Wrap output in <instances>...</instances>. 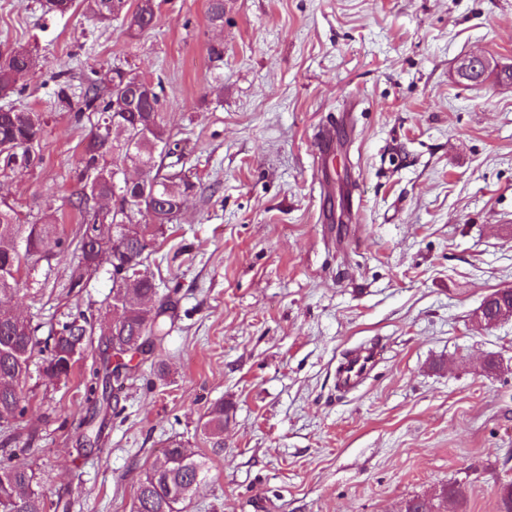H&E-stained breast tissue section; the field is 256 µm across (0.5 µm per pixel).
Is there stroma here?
Listing matches in <instances>:
<instances>
[{
	"label": "stroma",
	"mask_w": 512,
	"mask_h": 512,
	"mask_svg": "<svg viewBox=\"0 0 512 512\" xmlns=\"http://www.w3.org/2000/svg\"><path fill=\"white\" fill-rule=\"evenodd\" d=\"M152 29L92 20L81 0L47 18L0 0V54L37 49L15 105L45 112L43 162L0 172L22 221L70 204L90 122L54 95L114 65L162 78L161 112L198 189L144 266L170 295L163 347L135 355L97 451H79L78 380H28L0 457L32 463L69 512H131L168 437L208 453L187 512H400L443 486L447 512H499L512 482V319L474 312L512 287V0H157ZM224 48L214 59L210 48ZM490 62L459 78L468 56ZM76 249L40 261L12 301L43 325L74 309L111 323L112 276L68 290ZM384 353L358 388L337 369ZM494 369H486L487 361ZM164 379H157L158 368ZM229 405L212 454L200 418ZM36 427L26 445L14 435Z\"/></svg>",
	"instance_id": "35a3bbf8"
}]
</instances>
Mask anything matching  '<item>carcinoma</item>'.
<instances>
[{
  "label": "carcinoma",
  "instance_id": "1",
  "mask_svg": "<svg viewBox=\"0 0 512 512\" xmlns=\"http://www.w3.org/2000/svg\"><path fill=\"white\" fill-rule=\"evenodd\" d=\"M87 13L101 24L122 19L127 29L142 33L152 28L156 0H84ZM45 14H64L72 0H40ZM207 20L224 26V0H208ZM40 66L37 51L18 47L0 63V98L17 92V80ZM69 81L57 83V94L70 102L75 121L86 113L99 115L79 159L78 180L84 189L73 207L82 218L77 241L79 261L72 268L69 287L84 286L89 269L104 264L112 268V304L121 308L120 320L100 338L102 361L82 373L84 401L95 411L111 408L112 354L132 355L144 345L155 346L168 335L170 306H152L158 294L153 274L143 269V256L162 233L163 226L181 219L184 198L196 188L180 142L167 131L160 112L162 82L155 84L122 66L112 68L110 84L101 86L88 76L76 101L70 100ZM47 117L31 108L5 106L0 111V168L13 172L38 166L42 160L41 137ZM141 172L139 183L128 186L117 180L120 169L112 158ZM117 199L108 211L103 202ZM95 239L101 253L86 249ZM71 245L63 225L47 219L22 223L13 204L0 199V422H9L26 411L24 389L31 376L35 354H43L42 374L47 384L66 381L73 374L93 326L79 313L68 316L59 329L39 338L40 326L3 307L19 291L23 274L41 260L50 261ZM484 311L488 321L512 308V289ZM224 403L210 405L200 429L212 450L224 448ZM205 478V463L177 438L167 439L164 450L146 467L137 482L133 512H185L187 502ZM461 497L454 487L442 489L438 499L413 497L404 512H443L441 502ZM67 506L53 503L39 489L31 465L0 463V512H55Z\"/></svg>",
  "mask_w": 512,
  "mask_h": 512
}]
</instances>
